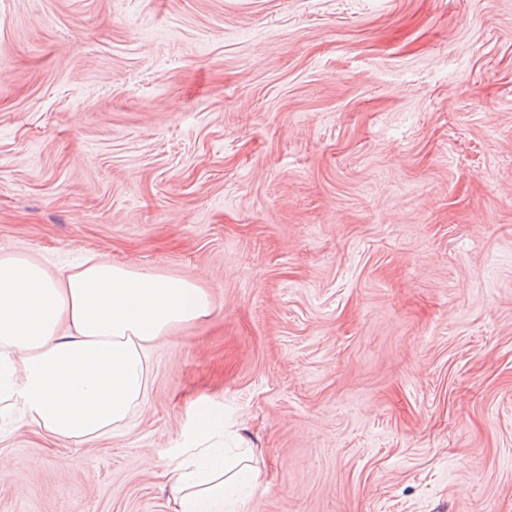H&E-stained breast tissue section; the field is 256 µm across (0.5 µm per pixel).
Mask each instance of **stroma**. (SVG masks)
<instances>
[{"instance_id":"obj_1","label":"stroma","mask_w":512,"mask_h":512,"mask_svg":"<svg viewBox=\"0 0 512 512\" xmlns=\"http://www.w3.org/2000/svg\"><path fill=\"white\" fill-rule=\"evenodd\" d=\"M89 253L211 313L0 512H173L202 405L238 512H512V0H0V255Z\"/></svg>"}]
</instances>
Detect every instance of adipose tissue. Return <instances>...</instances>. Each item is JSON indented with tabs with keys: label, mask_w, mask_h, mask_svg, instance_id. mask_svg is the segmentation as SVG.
Here are the masks:
<instances>
[{
	"label": "adipose tissue",
	"mask_w": 512,
	"mask_h": 512,
	"mask_svg": "<svg viewBox=\"0 0 512 512\" xmlns=\"http://www.w3.org/2000/svg\"><path fill=\"white\" fill-rule=\"evenodd\" d=\"M195 281L88 255L64 275L0 257V405L19 426L81 444L110 436L147 397L150 353L178 324L207 317ZM194 445L170 477L174 512H227L258 478L254 451L228 455L224 417L193 415Z\"/></svg>",
	"instance_id": "1"
}]
</instances>
